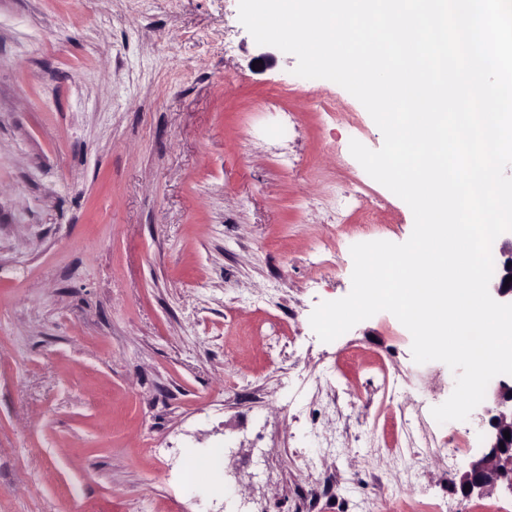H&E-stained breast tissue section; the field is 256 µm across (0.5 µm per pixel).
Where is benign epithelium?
<instances>
[{
    "mask_svg": "<svg viewBox=\"0 0 512 512\" xmlns=\"http://www.w3.org/2000/svg\"><path fill=\"white\" fill-rule=\"evenodd\" d=\"M501 262L498 273L491 278L489 292L500 303H512V238L499 248ZM493 406L476 415V424L482 433L483 446L476 458L460 472L455 486L465 497H482L503 488L512 493V382L499 379L491 384Z\"/></svg>",
    "mask_w": 512,
    "mask_h": 512,
    "instance_id": "obj_1",
    "label": "benign epithelium"
}]
</instances>
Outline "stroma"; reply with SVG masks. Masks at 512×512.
<instances>
[{
  "label": "stroma",
  "mask_w": 512,
  "mask_h": 512,
  "mask_svg": "<svg viewBox=\"0 0 512 512\" xmlns=\"http://www.w3.org/2000/svg\"><path fill=\"white\" fill-rule=\"evenodd\" d=\"M262 51L238 0H0V512H512L393 314L312 330L414 217L365 107Z\"/></svg>",
  "instance_id": "1"
}]
</instances>
